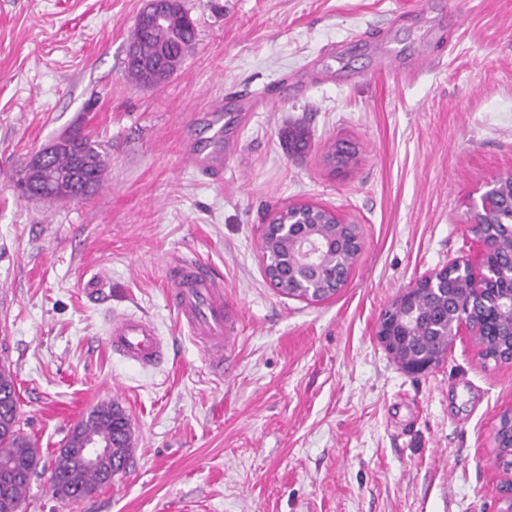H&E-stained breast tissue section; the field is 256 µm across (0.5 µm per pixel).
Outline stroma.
<instances>
[{"label":"stroma","instance_id":"obj_1","mask_svg":"<svg viewBox=\"0 0 512 512\" xmlns=\"http://www.w3.org/2000/svg\"><path fill=\"white\" fill-rule=\"evenodd\" d=\"M145 3L0 0V347L43 462L107 401L132 451L79 512H498L512 362L456 336L412 374L377 331L406 289L476 252L469 205L512 172V0H181L195 46L141 87L123 68ZM232 87L270 99L242 114L219 181L185 149ZM297 126L300 152L282 140ZM69 134L101 144V184L56 206L20 195L30 157ZM339 140L360 150L352 170L324 161ZM301 202L363 239L317 304L263 274L268 216ZM173 257L223 279V375L167 301ZM133 311L164 336L163 364L108 349V318ZM501 447L498 443V435L495 433V444L496 448H498V453L496 458L498 460V468L504 473L508 474L509 471H512V443L509 445V441L511 440L512 426H509V420L506 416L501 417ZM509 445V446H508Z\"/></svg>","mask_w":512,"mask_h":512}]
</instances>
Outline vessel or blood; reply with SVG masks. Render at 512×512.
Wrapping results in <instances>:
<instances>
[{
    "label": "vessel or blood",
    "instance_id": "b4317fda",
    "mask_svg": "<svg viewBox=\"0 0 512 512\" xmlns=\"http://www.w3.org/2000/svg\"><path fill=\"white\" fill-rule=\"evenodd\" d=\"M188 162L196 172L219 179L224 174L222 157L189 155ZM167 297L179 322L186 326L201 344L210 368L224 371V352L233 329L224 284L196 260L180 259L167 264ZM107 342L113 353L149 367L160 362L166 344L155 323L146 316L121 314L111 317L107 326Z\"/></svg>",
    "mask_w": 512,
    "mask_h": 512
}]
</instances>
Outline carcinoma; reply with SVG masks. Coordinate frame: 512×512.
Masks as SVG:
<instances>
[{
	"label": "carcinoma",
	"instance_id": "cac0c4a2",
	"mask_svg": "<svg viewBox=\"0 0 512 512\" xmlns=\"http://www.w3.org/2000/svg\"><path fill=\"white\" fill-rule=\"evenodd\" d=\"M195 42V26L188 12L176 5L172 20L152 25L139 34H133L130 56L124 62L123 75L139 86L156 85L172 76ZM82 149L90 155L98 173L95 184H100L105 166L101 145L88 138H80ZM477 226L486 234L493 250L489 275L495 278V290L488 292L481 302L456 303L440 288H421L417 291L415 310L410 311L392 304L381 315V322L398 335L412 337L415 355L440 362L448 353V322L461 316L472 320L494 321V334L478 337L481 358L502 363L509 360L512 349V304L506 296L509 270L512 269V224L507 212L487 222L480 218ZM261 250L268 256L290 258L288 240L271 232L262 238ZM19 401L15 381L6 364H0V512H25L26 494L32 475L39 463L37 443L20 425ZM130 433L129 421L123 410L112 403L93 407L74 428L68 442L86 433L112 446V453L105 457L100 470L84 472L75 456L59 453L52 462L49 489L52 496L65 505L83 500L72 487L81 484L99 487L102 473L117 472L114 462L127 461L129 449L114 447L115 435ZM512 426L507 417H501V447L496 458L499 470L512 471Z\"/></svg>",
	"mask_w": 512,
	"mask_h": 512
}]
</instances>
